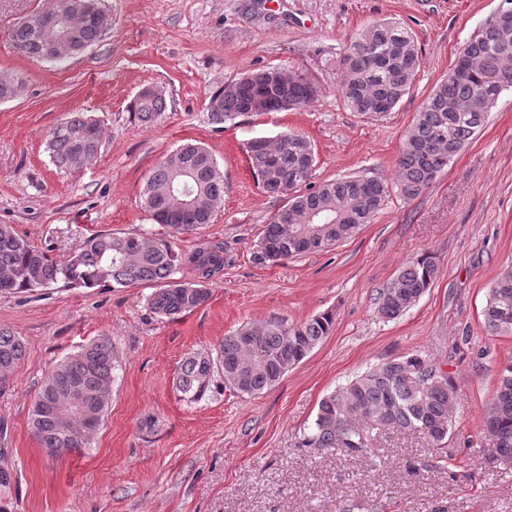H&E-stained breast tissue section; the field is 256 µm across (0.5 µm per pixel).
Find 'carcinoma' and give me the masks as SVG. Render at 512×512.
Wrapping results in <instances>:
<instances>
[{
	"mask_svg": "<svg viewBox=\"0 0 512 512\" xmlns=\"http://www.w3.org/2000/svg\"><path fill=\"white\" fill-rule=\"evenodd\" d=\"M102 0H47L41 13L57 16L60 23L17 22L10 31L22 55L49 61L58 47L75 57L105 35L94 22ZM460 53L471 64L461 78L444 76L426 97L405 135L397 161L396 186L412 198L428 187L483 128L500 94L512 87L505 64L512 62V0L487 17L480 30L465 42ZM340 94L353 112L380 117L390 112L411 89L421 66L416 40L406 28L392 22L366 26L349 44L342 58ZM248 85L230 92L219 87L208 102L215 124L234 122L251 110L254 94L262 93L263 111L283 112L309 104L316 96L313 84L302 76L288 82H270L267 70L244 76ZM288 106H282V102ZM165 98L152 91L132 104L134 118L151 123L166 111ZM102 147L98 121L76 112L56 125L47 141L52 163L78 172ZM250 170L264 192L286 196L280 213L264 225L254 253L262 264L323 251L370 224L385 208L390 187L367 175L328 180L310 192L315 166L311 143L288 132L246 151ZM224 198V174L212 153L199 144L185 143L169 152L148 172L140 192V205L150 219L180 233L192 234L211 223ZM192 265L199 280L175 278L179 268ZM224 268V250L199 248L176 251L167 240L148 235L121 236L98 233L64 261L20 238L10 224H0V292L50 288L58 282L78 288L127 287L151 283V311L168 319L205 305L210 299L207 281ZM439 268L426 254L408 262L379 292L378 313L396 319L415 306L431 288ZM490 334L512 331V266L491 284L482 310ZM333 314L324 312L296 324L273 320L245 324L224 337L215 351L197 352L182 363L179 391L190 402L206 396L221 382L242 395L253 396L276 385L329 336ZM25 357V346L9 328L0 326V373L15 371ZM115 359L110 339L102 336L55 365L38 393L30 414V429L43 450L68 448L82 452L91 447L104 422L114 378ZM457 389L448 376L418 354L382 361L356 375L319 402L311 430L302 446L317 452L344 449L357 455L372 452L378 439L391 432H413L427 446L445 449L451 429ZM484 432L499 458L512 459V362L503 366L488 402Z\"/></svg>",
	"mask_w": 512,
	"mask_h": 512,
	"instance_id": "1",
	"label": "carcinoma"
}]
</instances>
